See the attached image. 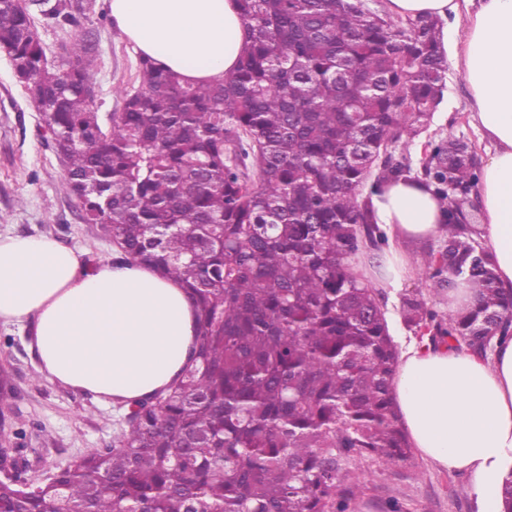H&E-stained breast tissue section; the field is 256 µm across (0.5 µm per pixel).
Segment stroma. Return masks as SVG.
Listing matches in <instances>:
<instances>
[{
	"label": "stroma",
	"instance_id": "1",
	"mask_svg": "<svg viewBox=\"0 0 512 512\" xmlns=\"http://www.w3.org/2000/svg\"><path fill=\"white\" fill-rule=\"evenodd\" d=\"M95 13L81 27L59 30L37 21L48 60L58 58V46L80 30L94 31L97 66L92 82L103 115L120 111L122 90L137 87L138 56L112 21L110 0H95ZM469 91L457 69H449L444 100L429 127L408 149H393L395 160H407L420 170L427 141L449 137L467 140L477 153L487 143L472 123ZM41 112L17 81L10 60L0 55V233L44 236L82 251L94 264L115 261L117 247L102 238L95 225L84 223L77 202L64 185V165L43 138ZM388 246L408 254L419 271L382 289V305L391 334L399 348L420 336L403 319L406 299L448 309V295L422 269L428 249H441L433 238L404 243L389 238ZM30 332L0 324V371L9 375L12 390L0 405L8 418L7 447L23 478L36 484L76 457L111 445L125 425L127 406L97 398L46 379L29 347ZM344 487L350 488L348 512H479V502L468 474L450 472L419 454L397 464L375 456L351 459L344 467Z\"/></svg>",
	"mask_w": 512,
	"mask_h": 512
}]
</instances>
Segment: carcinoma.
<instances>
[{"mask_svg":"<svg viewBox=\"0 0 512 512\" xmlns=\"http://www.w3.org/2000/svg\"><path fill=\"white\" fill-rule=\"evenodd\" d=\"M58 28L84 0H33ZM248 41L218 83L190 85L139 59L140 85L104 120L88 95L93 33L48 64L23 0H0V49L43 114L81 219L184 288L189 362L127 400L110 446L34 486L0 480V512H345V462L411 454L392 394L399 351L380 292L350 255L387 243L373 196L415 180L447 205L444 249L426 268L475 303L441 314L406 300L430 342L487 356L512 337V291L464 210L479 159L430 141L421 174L393 159L444 95L448 59L430 15L397 21L365 0H237Z\"/></svg>","mask_w":512,"mask_h":512,"instance_id":"carcinoma-1","label":"carcinoma"}]
</instances>
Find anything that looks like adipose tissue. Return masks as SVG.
Masks as SVG:
<instances>
[{"label":"adipose tissue","mask_w":512,"mask_h":512,"mask_svg":"<svg viewBox=\"0 0 512 512\" xmlns=\"http://www.w3.org/2000/svg\"><path fill=\"white\" fill-rule=\"evenodd\" d=\"M129 43L188 83L222 79L244 49L237 0H111ZM399 16H465L451 55L468 84V110L487 141L478 184L480 229L503 288H512V0H390ZM399 238L441 235L440 202L418 182L375 197ZM29 327L40 375L97 397L133 399L166 389L194 340L187 294L150 269L107 262L85 270L81 252L46 237L0 234V323ZM393 396L412 448L472 476L480 512H501L512 469V339L493 358L410 343Z\"/></svg>","instance_id":"obj_1"}]
</instances>
